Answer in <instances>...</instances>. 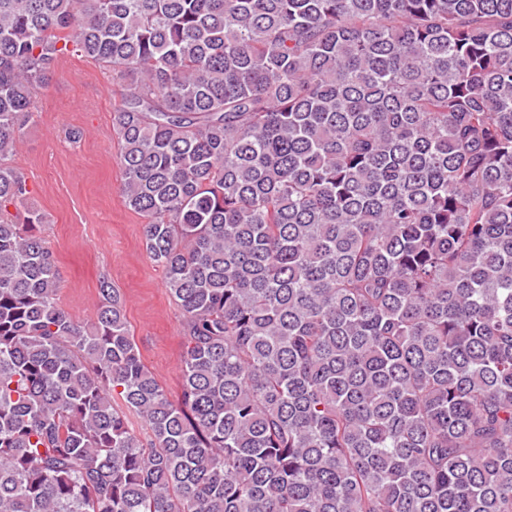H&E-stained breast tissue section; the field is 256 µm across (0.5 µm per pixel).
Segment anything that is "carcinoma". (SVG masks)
I'll use <instances>...</instances> for the list:
<instances>
[{
    "mask_svg": "<svg viewBox=\"0 0 512 512\" xmlns=\"http://www.w3.org/2000/svg\"><path fill=\"white\" fill-rule=\"evenodd\" d=\"M70 43L124 91L175 399L9 211ZM0 512H512V0H0Z\"/></svg>",
    "mask_w": 512,
    "mask_h": 512,
    "instance_id": "1",
    "label": "carcinoma"
}]
</instances>
